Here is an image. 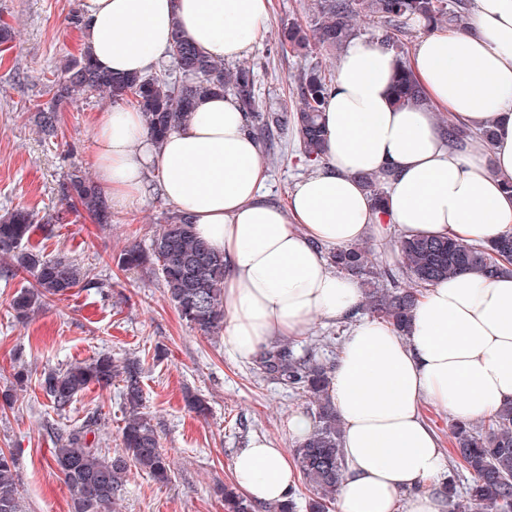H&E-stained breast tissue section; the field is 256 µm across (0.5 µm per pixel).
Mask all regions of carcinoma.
<instances>
[{
    "mask_svg": "<svg viewBox=\"0 0 512 512\" xmlns=\"http://www.w3.org/2000/svg\"><path fill=\"white\" fill-rule=\"evenodd\" d=\"M472 0H317L313 32L298 22L282 30L281 47L308 53L316 46L340 48L355 36L353 18L360 14L376 19L377 39L403 54L404 25L421 18L430 26L463 27ZM178 76L113 74L99 70L84 53L67 61L49 81V105L38 110L39 127L46 136L58 128L59 107L79 96L107 95L112 101L132 102L145 117L147 133L163 140L172 126L185 121L205 98L229 94L251 119L252 129L264 137L271 127H292L300 146V160L310 168L322 163L323 112L334 75L319 66L299 75L295 111L262 112L256 99V77L251 67H224L204 56L190 41L176 37L170 50ZM396 102L419 105L423 91L411 69L403 64L394 78ZM363 183L376 203L384 201L386 177L368 175ZM62 194L75 208H82L95 224L112 223V210L105 193L87 176L74 170L62 183ZM36 224L24 208L0 216V256L10 261L12 274L31 278L18 291L11 309L24 322L49 301L68 295L90 278L91 269L67 257L46 258L30 245ZM402 263V286L396 274L378 266L366 247L339 249L331 261L365 285L362 311L389 322L400 332L410 327L412 311L422 290L440 279L467 270L488 276L501 271L500 258L512 259V236L489 247L465 245L448 238L400 237L394 241ZM123 271L141 270L164 285L167 295L187 324L205 335L224 328V256L200 239L188 217L171 212L153 234L149 250L133 245L117 259ZM264 371L298 389L312 406L315 428L292 449L294 463L313 491L307 512H330L336 488L345 469L341 448V425L328 393L335 363L314 351L302 359L288 345L274 346L261 357ZM121 383L125 411L121 430L123 451L108 456L87 439L95 432L91 417L57 438L52 458L65 482L74 491L73 512H111L120 498L130 466L146 472L153 481L171 480V465L145 412L142 363L137 357L122 361L101 353L89 362L43 375L39 386L53 409L63 414L77 397L95 385L107 388ZM451 459L456 469L468 473L460 488L453 481L444 487L451 512H512V404L505 405L486 425L454 421L449 425ZM15 459L0 451V512H21L15 481ZM227 512H250L247 500L231 490L224 493Z\"/></svg>",
    "mask_w": 512,
    "mask_h": 512,
    "instance_id": "obj_1",
    "label": "carcinoma"
}]
</instances>
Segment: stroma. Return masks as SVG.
Segmentation results:
<instances>
[{"label": "stroma", "instance_id": "35a3bbf8", "mask_svg": "<svg viewBox=\"0 0 512 512\" xmlns=\"http://www.w3.org/2000/svg\"><path fill=\"white\" fill-rule=\"evenodd\" d=\"M79 0H0V19L16 33L12 47H0V215L18 207L38 221L62 215L52 230L38 228L34 247L45 256H67L94 270L95 283L50 301L27 323L10 309L13 296L26 286L23 276L7 271L0 258V393L13 390V406L0 410V449L17 460L15 480L24 512H70L71 492L52 460L59 431L98 420L96 438L106 452L121 450L124 424L118 386L90 387L64 414H57L41 391L44 371L82 362L107 352L113 358L138 356L143 363L147 411L160 445L171 462V481L161 485L131 469L114 512H224L221 490L231 484L233 456L251 438L266 436L293 448L290 414L308 409L299 391L273 378L258 361L237 360L222 336L190 328L169 300L163 284L140 271H120L115 259L131 244L149 247L167 202L156 190L144 201L112 211L108 224L92 223L83 210L66 209L60 185L68 171L92 169V133L105 96L77 98L59 114L58 134L44 136L38 109L46 105L48 78L84 46L82 28L74 27ZM314 23V0H272L264 38L246 55L253 66L262 109L294 108L299 73L319 64L336 67L339 52L317 49L299 55L279 45L289 22ZM285 159L264 150L268 179L261 191L282 203L293 184L309 174L299 162L293 134L282 137ZM350 321L315 323L306 336L292 340L295 356L316 349L332 360ZM26 368L31 382L14 390V375ZM203 397L207 416L191 411L187 393Z\"/></svg>", "mask_w": 512, "mask_h": 512}]
</instances>
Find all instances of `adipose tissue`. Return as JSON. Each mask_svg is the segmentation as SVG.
<instances>
[{
	"mask_svg": "<svg viewBox=\"0 0 512 512\" xmlns=\"http://www.w3.org/2000/svg\"><path fill=\"white\" fill-rule=\"evenodd\" d=\"M271 0H80L85 45L112 73L145 74L182 33L205 56L234 61L261 38ZM426 97L399 106L391 87L399 61L379 44L349 40L325 108L323 162L298 181L287 207L262 201L268 173L249 119L216 95L154 143L137 107L102 112L92 163L112 205L142 201L148 175L164 200L224 255V345L252 361L317 319L352 320L331 376L346 466L336 512H448L433 484L444 464L424 401L458 420L497 413L512 401V265L429 285L407 334L356 317L358 281L327 258L379 235L450 237L492 244L512 235V0H473L468 28L428 30L408 56ZM473 130L449 150L435 115ZM493 142L478 137L484 126ZM387 175L375 205L361 175ZM236 485L258 504L298 490L294 461L266 437L232 461Z\"/></svg>",
	"mask_w": 512,
	"mask_h": 512,
	"instance_id": "obj_1",
	"label": "adipose tissue"
}]
</instances>
